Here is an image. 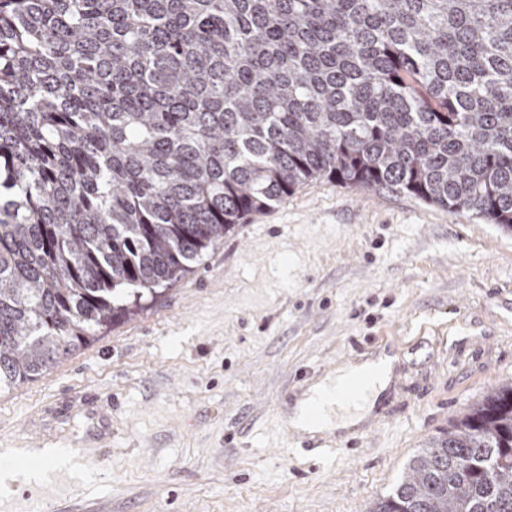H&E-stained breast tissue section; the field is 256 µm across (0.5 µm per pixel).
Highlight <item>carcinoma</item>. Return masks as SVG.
Instances as JSON below:
<instances>
[{
  "instance_id": "obj_1",
  "label": "carcinoma",
  "mask_w": 512,
  "mask_h": 512,
  "mask_svg": "<svg viewBox=\"0 0 512 512\" xmlns=\"http://www.w3.org/2000/svg\"><path fill=\"white\" fill-rule=\"evenodd\" d=\"M318 179L512 232V0H0V389ZM368 512H512V384Z\"/></svg>"
}]
</instances>
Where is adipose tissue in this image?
Here are the masks:
<instances>
[{
    "instance_id": "obj_1",
    "label": "adipose tissue",
    "mask_w": 512,
    "mask_h": 512,
    "mask_svg": "<svg viewBox=\"0 0 512 512\" xmlns=\"http://www.w3.org/2000/svg\"><path fill=\"white\" fill-rule=\"evenodd\" d=\"M391 375V359L383 354L339 367L335 374L309 387L289 413L288 422L296 428L304 427L308 408L321 402L325 405L327 425L339 430H351L368 418L377 397L386 389ZM353 382L364 385L356 399L349 402L329 400L328 394L331 390Z\"/></svg>"
}]
</instances>
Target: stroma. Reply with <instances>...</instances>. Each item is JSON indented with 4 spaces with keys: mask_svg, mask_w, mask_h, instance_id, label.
<instances>
[{
    "mask_svg": "<svg viewBox=\"0 0 512 512\" xmlns=\"http://www.w3.org/2000/svg\"><path fill=\"white\" fill-rule=\"evenodd\" d=\"M400 350L369 433L305 456L295 377ZM512 383V234L405 193L309 182L134 316L0 392V512H366L421 444ZM110 421L105 456L32 478L13 458Z\"/></svg>",
    "mask_w": 512,
    "mask_h": 512,
    "instance_id": "1",
    "label": "stroma"
}]
</instances>
